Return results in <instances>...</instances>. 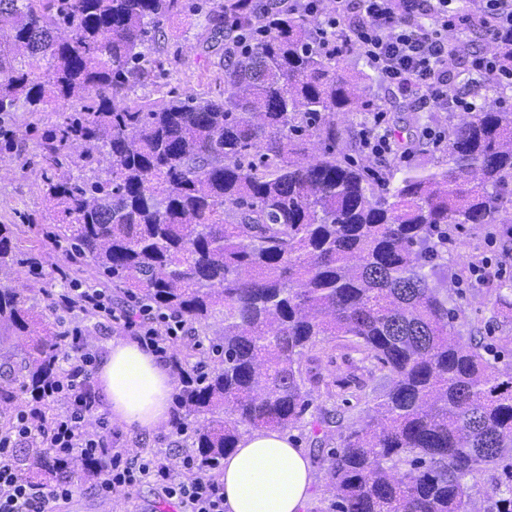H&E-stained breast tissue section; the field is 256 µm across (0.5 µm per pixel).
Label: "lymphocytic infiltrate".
Instances as JSON below:
<instances>
[{"mask_svg": "<svg viewBox=\"0 0 512 512\" xmlns=\"http://www.w3.org/2000/svg\"><path fill=\"white\" fill-rule=\"evenodd\" d=\"M328 28L345 33L380 81L403 97L422 105H445L453 112H474L478 106L451 85L449 65L458 54L449 31L479 27L491 37L512 33V0H336ZM137 329L142 345L166 355L185 322L156 315L139 307L125 319ZM65 361L70 364L55 391L64 398L63 410L51 420L30 412L16 424L0 430V512H57L73 496L76 486L67 480L32 482L20 474L15 450L20 443L48 448L60 457L93 458L103 475L96 480L98 496L126 494L143 483L153 484L178 512H224V485L210 470L184 456L182 471H174L159 451L126 452L113 447L102 428L89 425L95 409L91 391V358L79 331L65 334Z\"/></svg>", "mask_w": 512, "mask_h": 512, "instance_id": "lymphocytic-infiltrate-1", "label": "lymphocytic infiltrate"}]
</instances>
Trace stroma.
Returning <instances> with one entry per match:
<instances>
[{"mask_svg":"<svg viewBox=\"0 0 512 512\" xmlns=\"http://www.w3.org/2000/svg\"><path fill=\"white\" fill-rule=\"evenodd\" d=\"M462 54L454 68V86L464 96L475 98L479 105L500 100L512 103V85L468 84V61L472 55L491 53L493 39L479 29L466 31L459 37ZM223 43L208 40L203 16L187 12L164 21L161 36L151 49L162 80H147L130 96L131 103L167 99L173 95L198 94L219 97L224 91ZM348 70L368 76L371 105L383 107L384 125L392 136V151L381 157L365 153L360 146L363 129L371 126L373 115L360 112L337 116L343 141L353 148L360 164L378 174L433 161L442 153L432 144L428 132L447 133L453 125L469 120L466 112L436 111L405 99L396 88L382 85L363 56L356 52L342 55ZM36 135L25 136L17 148L0 151V224H17L25 230L28 239H35L36 227L54 223L41 189L34 164L38 152ZM504 224H468L448 228V277L445 285L448 297L457 310L454 322L456 332L463 337L473 336L490 344L496 351L512 352V319L505 317L497 302L495 290L501 280L512 278V236ZM42 267L36 277V291L32 298L48 320L62 332L81 328L92 358H99L103 344L113 333H124L123 316L134 299L117 290L107 296L111 313L87 318L76 311L55 307L52 297L60 291V284L69 263L62 252L43 255ZM484 265L486 275L475 279L472 268ZM305 366L313 378L305 382L310 404L302 419L288 431L297 447L310 460L313 484L307 512H330L331 496L327 490L326 464L323 453L338 447L350 429L364 423L372 406L368 397H356L358 381L372 380L382 386L377 375V363L366 353L354 350L345 337L324 336L311 350ZM199 417H189L186 435L174 437L170 425H162L151 435L127 429L117 422H109L116 447L139 449L160 448L172 462H179L190 443L188 433L199 424Z\"/></svg>","mask_w":512,"mask_h":512,"instance_id":"35a3bbf8","label":"stroma"}]
</instances>
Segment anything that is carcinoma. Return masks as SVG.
Segmentation results:
<instances>
[{
	"mask_svg": "<svg viewBox=\"0 0 512 512\" xmlns=\"http://www.w3.org/2000/svg\"><path fill=\"white\" fill-rule=\"evenodd\" d=\"M194 8L224 57V97L133 106L153 76L142 51L162 21ZM366 88L323 53L304 11L279 0H0V147L14 113L56 109L39 144L58 222L24 245L0 224V404L13 384L50 411L61 332L13 275L64 248L94 285L201 328L218 320L206 373L175 358V429L204 416L189 452L212 463L240 428L288 429L309 405L302 363L320 336H349L388 372L375 415L327 452L332 512H468L486 470L487 512H512V364L455 332L435 278L450 224H512V108L448 130L432 166L369 179L346 160L336 114ZM319 154L306 160L303 144ZM81 151L73 155L72 148ZM22 474L94 478L48 448L17 452Z\"/></svg>",
	"mask_w": 512,
	"mask_h": 512,
	"instance_id": "obj_1",
	"label": "carcinoma"
}]
</instances>
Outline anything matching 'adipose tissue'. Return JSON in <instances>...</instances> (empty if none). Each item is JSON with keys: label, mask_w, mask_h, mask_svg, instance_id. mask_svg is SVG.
<instances>
[{"label": "adipose tissue", "mask_w": 512, "mask_h": 512, "mask_svg": "<svg viewBox=\"0 0 512 512\" xmlns=\"http://www.w3.org/2000/svg\"><path fill=\"white\" fill-rule=\"evenodd\" d=\"M96 377L112 420L147 433L168 420L175 378L137 341L113 336ZM220 480L224 512H305L312 485L308 458L279 429L244 435L225 455Z\"/></svg>", "instance_id": "1"}]
</instances>
